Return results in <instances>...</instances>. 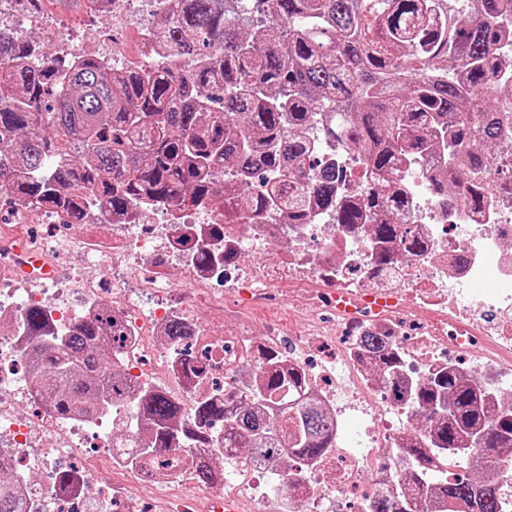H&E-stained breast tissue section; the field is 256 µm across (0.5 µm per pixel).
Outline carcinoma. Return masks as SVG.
<instances>
[{
  "label": "carcinoma",
  "instance_id": "obj_1",
  "mask_svg": "<svg viewBox=\"0 0 512 512\" xmlns=\"http://www.w3.org/2000/svg\"><path fill=\"white\" fill-rule=\"evenodd\" d=\"M156 0L152 39L164 43L167 64L117 68L102 56L62 60L26 36L0 38V188L18 205L61 208L78 216L83 198L106 208L104 222L138 205L211 207L224 223L262 224L273 213L305 224L323 210L334 223L359 230L376 244L403 233L394 220L408 202L407 167L444 159L429 175L436 197L458 192L466 205H487L490 190L512 189V171L488 181L493 166L512 153V96L496 97L497 74L512 71V0H476L465 19H436L444 0ZM347 112L331 120L336 107ZM325 117L323 139L356 152L364 185L345 186L331 163L315 169L311 191L283 198L313 168L310 131ZM405 239V238H403ZM417 253L424 245L405 239ZM26 325L37 337L29 386L59 419L105 417L142 399V429L157 456L174 434L182 408L163 393H146L114 369L119 320L104 312L63 337L49 335L47 315L31 307ZM380 363L392 403L436 411L427 434L413 435L406 478L421 490L383 500L367 512H430L427 482L436 463L462 459L484 473L478 482L445 481L435 497L447 512H512L499 478L512 476V455L491 456L473 440L491 435L488 448H512V407L489 417L487 395L474 380L440 370L407 390L395 352ZM304 375L271 372L257 396L306 386ZM281 412L246 411L202 401L199 420L224 423L232 456L249 448L272 460L286 453L307 463L336 447V426L310 399L284 402ZM23 492L0 478V512H27Z\"/></svg>",
  "mask_w": 512,
  "mask_h": 512
}]
</instances>
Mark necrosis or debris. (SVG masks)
Instances as JSON below:
<instances>
[{
    "instance_id": "necrosis-or-debris-1",
    "label": "necrosis or debris",
    "mask_w": 512,
    "mask_h": 512,
    "mask_svg": "<svg viewBox=\"0 0 512 512\" xmlns=\"http://www.w3.org/2000/svg\"><path fill=\"white\" fill-rule=\"evenodd\" d=\"M113 17L149 40L157 24L154 0H108ZM410 205L398 216L401 231L422 240L420 253L396 247L387 268L360 234L312 213L308 223L227 224L217 211L184 210L172 223L170 208L145 207L136 223L103 224L89 207L86 224L42 205L13 204L0 190V458L33 512H153L148 496L117 489L101 469L84 468L78 448H99L105 465L128 466L140 446L136 430L118 436L103 420L61 423L28 384L12 371L27 364L30 337L22 323L28 306L44 308L51 330L111 311L125 327L119 347L126 374L147 389L167 394L193 426L196 401L237 399L246 380L297 369L307 391L336 423V446L313 467L293 468L284 492L272 497L264 481H277L279 465L239 459L234 479L213 462V481L199 483L192 469L168 478H130L152 488L178 484L168 512H217L226 495L243 499L246 512H365L376 496L398 494L399 477L382 456L407 447L411 434L378 410L387 389L372 373L369 337L396 346L410 383L448 367L480 382L491 402L512 404V194L493 192L482 210L459 199L433 198L425 177L409 172ZM279 246L262 263L241 261L247 246ZM203 244L207 262L190 246ZM291 303L301 327L268 318ZM336 319L344 339L338 356L325 355L323 317ZM196 324L188 342L168 336L169 324ZM363 418L348 432L352 415ZM70 483H62V474Z\"/></svg>"
}]
</instances>
